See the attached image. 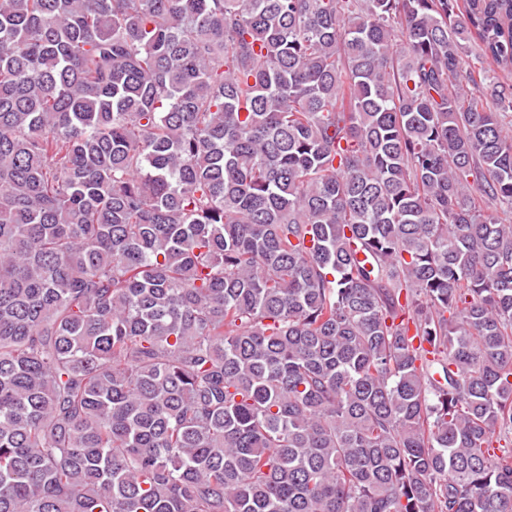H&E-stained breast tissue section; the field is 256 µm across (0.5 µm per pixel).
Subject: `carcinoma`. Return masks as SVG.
Instances as JSON below:
<instances>
[{
  "mask_svg": "<svg viewBox=\"0 0 512 512\" xmlns=\"http://www.w3.org/2000/svg\"><path fill=\"white\" fill-rule=\"evenodd\" d=\"M510 73L512 0H0V512H512Z\"/></svg>",
  "mask_w": 512,
  "mask_h": 512,
  "instance_id": "obj_1",
  "label": "carcinoma"
}]
</instances>
